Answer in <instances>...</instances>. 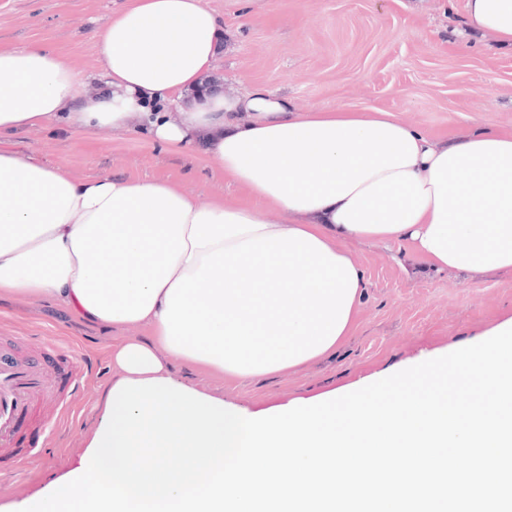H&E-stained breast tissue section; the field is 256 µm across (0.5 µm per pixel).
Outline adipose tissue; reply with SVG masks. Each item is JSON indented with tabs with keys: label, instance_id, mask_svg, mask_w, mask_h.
<instances>
[{
	"label": "adipose tissue",
	"instance_id": "obj_1",
	"mask_svg": "<svg viewBox=\"0 0 512 512\" xmlns=\"http://www.w3.org/2000/svg\"><path fill=\"white\" fill-rule=\"evenodd\" d=\"M469 30L512 49V0H466ZM220 18L202 0H128L94 36L100 86L39 44L0 46V141L58 122L81 136L145 132L201 150L237 198L200 203L168 178L77 179L0 149V296L141 327L115 380L169 359L229 382L336 352L364 286L339 241L405 244L424 267L512 270V131L436 139L393 112L301 108L262 85L192 90Z\"/></svg>",
	"mask_w": 512,
	"mask_h": 512
}]
</instances>
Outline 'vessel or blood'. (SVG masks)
I'll use <instances>...</instances> for the list:
<instances>
[{
  "label": "vessel or blood",
  "instance_id": "1",
  "mask_svg": "<svg viewBox=\"0 0 512 512\" xmlns=\"http://www.w3.org/2000/svg\"><path fill=\"white\" fill-rule=\"evenodd\" d=\"M52 392L48 370L38 357L0 354V448L42 447L56 418L46 416L36 426L31 418Z\"/></svg>",
  "mask_w": 512,
  "mask_h": 512
}]
</instances>
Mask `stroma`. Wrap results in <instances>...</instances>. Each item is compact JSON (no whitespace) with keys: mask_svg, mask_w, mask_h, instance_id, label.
I'll use <instances>...</instances> for the list:
<instances>
[{"mask_svg":"<svg viewBox=\"0 0 512 512\" xmlns=\"http://www.w3.org/2000/svg\"><path fill=\"white\" fill-rule=\"evenodd\" d=\"M126 0H0V44H41L72 58L87 90L96 76L94 35ZM224 22L215 75L234 87L263 85L302 108H379L434 134L512 130V53L489 33L464 25L465 0H202ZM83 179L123 175L179 181L200 200L235 197L234 186L205 168L199 153H172L143 134L79 137L62 127L37 129L13 140ZM345 247L367 280L357 330L335 355L299 370L243 383L174 365L180 382L262 411L338 390L353 391L426 356L474 344L512 322V272L485 275L424 269L401 245L354 241ZM124 332L73 321L45 299L0 304V342L19 339L43 355L59 378L56 400L67 412L37 457L17 462L0 450V512L43 491L71 470L102 408L112 380V351ZM78 351V363L66 355Z\"/></svg>","mask_w":512,"mask_h":512,"instance_id":"1","label":"stroma"}]
</instances>
